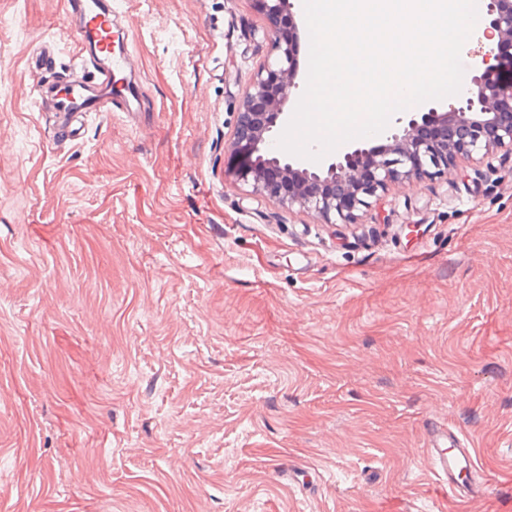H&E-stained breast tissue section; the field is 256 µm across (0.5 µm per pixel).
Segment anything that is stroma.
<instances>
[{"label": "stroma", "mask_w": 512, "mask_h": 512, "mask_svg": "<svg viewBox=\"0 0 512 512\" xmlns=\"http://www.w3.org/2000/svg\"><path fill=\"white\" fill-rule=\"evenodd\" d=\"M65 9L0 0V512H512V155L351 224L249 195L254 0H121L154 109L61 143ZM438 424L483 496L430 473Z\"/></svg>", "instance_id": "35a3bbf8"}]
</instances>
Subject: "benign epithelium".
<instances>
[{"mask_svg":"<svg viewBox=\"0 0 512 512\" xmlns=\"http://www.w3.org/2000/svg\"><path fill=\"white\" fill-rule=\"evenodd\" d=\"M255 3L270 22L273 57L257 68L225 145L232 175L251 195L297 204L330 224H351L355 211L370 206L369 199L392 182L437 178L459 155L512 152V57H503L501 50L503 41H512V0H488L491 43L461 106L409 112L384 131L383 143H350L318 163L274 147L277 122L288 120V107L306 83L295 4Z\"/></svg>","mask_w":512,"mask_h":512,"instance_id":"benign-epithelium-1","label":"benign epithelium"}]
</instances>
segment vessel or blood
Wrapping results in <instances>:
<instances>
[{
  "instance_id": "vessel-or-blood-1",
  "label": "vessel or blood",
  "mask_w": 512,
  "mask_h": 512,
  "mask_svg": "<svg viewBox=\"0 0 512 512\" xmlns=\"http://www.w3.org/2000/svg\"><path fill=\"white\" fill-rule=\"evenodd\" d=\"M66 19L88 77H65L41 87L38 96L45 111L54 113L61 138L82 135L84 117L91 112L141 109V76L130 63L128 37L113 39V12L109 0H68ZM430 468L450 495L465 500L479 493L477 483L463 482L460 473L476 466L475 452L454 431L439 426L425 437Z\"/></svg>"
}]
</instances>
